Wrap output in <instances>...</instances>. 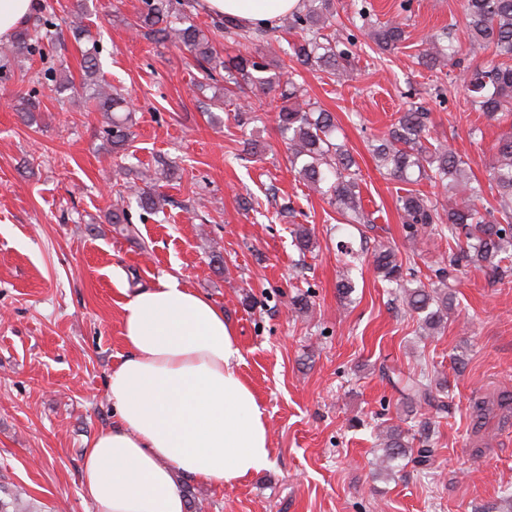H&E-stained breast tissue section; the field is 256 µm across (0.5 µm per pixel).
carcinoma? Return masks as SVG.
<instances>
[{
  "instance_id": "1",
  "label": "carcinoma",
  "mask_w": 512,
  "mask_h": 512,
  "mask_svg": "<svg viewBox=\"0 0 512 512\" xmlns=\"http://www.w3.org/2000/svg\"><path fill=\"white\" fill-rule=\"evenodd\" d=\"M191 2L142 0L143 7L133 28L156 43L168 42L187 50L209 79L221 77L224 96L237 98L234 112L239 122L246 124L251 120L249 90L277 92L282 105L277 107L276 123L287 140L291 167L311 189L336 205L345 223H368L360 203L357 173L353 170L356 162L345 145L336 142L335 117L305 99L296 68L290 69L283 63L277 65L278 71H271V62L262 52L270 31H254L229 19L213 22L215 32L225 38L254 46V50L226 61L214 40L195 24ZM336 13L335 0H304L302 9L284 18L274 30L296 33L293 58L299 65L340 75L351 65L355 35L336 29ZM86 17L85 7L80 5L71 20L72 30L85 35L82 88L89 91L95 110L105 116L104 138L112 152L119 153L129 145L132 120L124 109L125 97L121 91L98 77V43L90 39L84 24ZM358 17L362 24L369 26L371 37L381 51H394L407 39L405 23L396 19L380 22L367 5L362 6ZM464 19L470 46L489 49L492 55V59L466 69L467 90L488 117H507L512 114V0H465ZM52 26L48 18L37 17L36 23L15 34L12 52L39 56L45 67L36 78L52 80L61 90L73 85V81L67 73L49 65L56 41ZM421 45L422 63L437 74L455 64L462 54V46L446 36L431 34ZM429 139V112L422 106H412L378 140L374 153L378 166L391 179L408 184L425 179L431 187L448 191L446 204L442 206L434 204L419 190H409L399 197L406 237L412 243L430 235L454 243L456 250L448 258V270H437L438 284L430 288L419 284L412 288L395 250L385 244L375 250L373 265L381 280L401 291L403 302L417 314L424 334L432 336L445 327L452 311V296L441 288L447 274L463 263L498 275L512 270V133L506 132L498 139L490 171L498 194L496 207L482 205V189L472 179L469 163L446 147L430 148ZM150 179L151 175L145 173L141 175L144 186L134 184L128 190L142 210L156 212L162 204L148 185ZM381 372L407 403L436 416L448 412L444 392L433 386L428 373L423 371L401 378L386 365L381 366ZM489 410L485 399L470 400L468 411L473 428L481 426ZM421 427V448L414 461L427 466L433 453L434 421L428 417ZM382 446L383 464L406 456L404 431L393 426L387 428ZM0 512H32L27 491L21 486L7 489L0 484Z\"/></svg>"
}]
</instances>
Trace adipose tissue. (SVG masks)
<instances>
[{"instance_id": "obj_1", "label": "adipose tissue", "mask_w": 512, "mask_h": 512, "mask_svg": "<svg viewBox=\"0 0 512 512\" xmlns=\"http://www.w3.org/2000/svg\"><path fill=\"white\" fill-rule=\"evenodd\" d=\"M300 3L201 0L206 12L253 28L272 27ZM122 338L126 352L107 380L112 425L83 453L94 512H185L177 477L233 483L268 467L267 422L222 308L168 274L128 294Z\"/></svg>"}]
</instances>
